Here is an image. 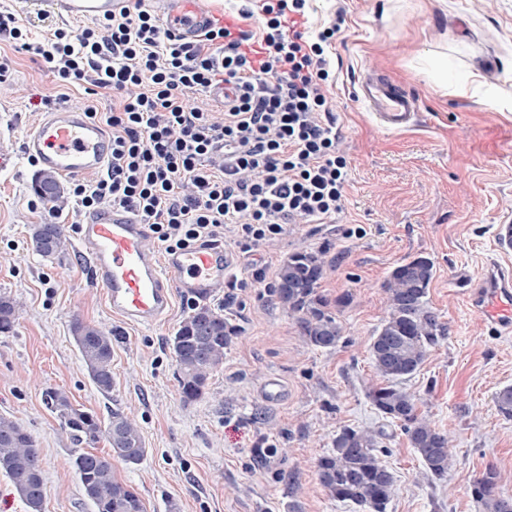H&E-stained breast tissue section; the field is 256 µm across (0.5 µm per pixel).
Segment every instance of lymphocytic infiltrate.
Instances as JSON below:
<instances>
[{
  "label": "lymphocytic infiltrate",
  "mask_w": 512,
  "mask_h": 512,
  "mask_svg": "<svg viewBox=\"0 0 512 512\" xmlns=\"http://www.w3.org/2000/svg\"><path fill=\"white\" fill-rule=\"evenodd\" d=\"M307 2L244 0L237 22L194 46L142 0L39 41L1 10L0 35L42 57L59 85H83L82 108L112 129L105 172L71 185L75 209H128L168 252L227 227L249 253L285 225L330 223L349 176L325 93L336 29L311 34ZM257 11L255 38L240 22ZM219 85L228 90L220 111L200 107L198 95ZM102 89L119 98L112 111L96 106Z\"/></svg>",
  "instance_id": "obj_1"
}]
</instances>
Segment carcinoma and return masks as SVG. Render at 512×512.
<instances>
[{"mask_svg":"<svg viewBox=\"0 0 512 512\" xmlns=\"http://www.w3.org/2000/svg\"><path fill=\"white\" fill-rule=\"evenodd\" d=\"M35 192L44 202L59 200L60 183L50 173L41 174ZM32 249L44 257L61 254L65 247L60 224H34L30 228ZM324 276V261L311 252L288 257L278 273L272 293L295 317L304 340L317 348L336 346L342 329L317 294ZM434 278L433 263L417 257L395 266L385 284L388 313L373 337L370 352L376 373L385 384L369 391L375 408L400 427L428 471L441 479L453 467L448 434L418 412L414 398L397 387V382L416 373L428 350L445 335L446 327L427 299ZM19 316L16 302L0 295V332L8 333ZM75 344L96 388L112 390V336L96 325L80 320L72 323ZM234 328L204 303L193 301L192 312L171 336L169 345L177 366V379L184 400L201 398L210 374L224 363V351ZM46 408L60 422L73 444L95 445L101 441L109 452L99 455L76 450L73 465L84 495L95 512H144L135 490L115 476L113 462L140 463L147 453L136 420L120 410L112 411L104 424L91 412L76 407L60 389L43 392ZM383 433L345 428L336 435L332 451L318 463L321 485L338 500L348 501L364 512H386L394 495L392 474L383 462L386 449ZM0 472L12 482L29 512H42L46 490L42 460L30 433L7 417H0ZM472 495L478 512H506L512 499L499 491L494 472L488 470L475 480Z\"/></svg>","mask_w":512,"mask_h":512,"instance_id":"obj_1","label":"carcinoma"}]
</instances>
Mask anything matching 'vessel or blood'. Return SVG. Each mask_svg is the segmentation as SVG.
Masks as SVG:
<instances>
[{
    "instance_id": "vessel-or-blood-1",
    "label": "vessel or blood",
    "mask_w": 512,
    "mask_h": 512,
    "mask_svg": "<svg viewBox=\"0 0 512 512\" xmlns=\"http://www.w3.org/2000/svg\"><path fill=\"white\" fill-rule=\"evenodd\" d=\"M126 0H55L61 14L102 15ZM160 17L189 43L223 23L204 0H159ZM360 94L379 123L391 130L407 127L417 110L415 98L390 80L366 78ZM22 149L42 170L70 175L104 171L112 152L106 129L85 112L58 107L45 112L27 133ZM78 249L96 285L105 290L114 316L125 323L154 326L167 318L175 293L205 300L229 277L230 258L223 246L200 243L165 256L151 245L147 227L128 210L105 208L88 213L79 230ZM472 306L498 333L512 332V272L496 267L479 277Z\"/></svg>"
}]
</instances>
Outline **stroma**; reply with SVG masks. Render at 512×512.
I'll use <instances>...</instances> for the list:
<instances>
[{
	"instance_id": "stroma-1",
	"label": "stroma",
	"mask_w": 512,
	"mask_h": 512,
	"mask_svg": "<svg viewBox=\"0 0 512 512\" xmlns=\"http://www.w3.org/2000/svg\"><path fill=\"white\" fill-rule=\"evenodd\" d=\"M1 9L35 38L80 23L50 0H0ZM309 12L313 25L338 27L328 99L349 165L343 210L328 224L288 225L252 253L239 252L232 233L220 238L238 287L219 289L209 304L235 333L193 402L180 395L169 349L191 311L188 298L175 295L158 325L122 322L78 251L82 214L67 204L48 211L34 194L40 170L22 141L48 108L80 101L83 87H58L40 58L0 35V55L12 60L0 85V146L12 155L0 167V294L20 306L14 331L0 334V415L36 442L43 512H94L71 464L73 445L43 403L49 387L100 420L115 409L134 416L148 451L116 473L146 512H360L317 478L319 460L346 427L384 433L396 487L387 512H478L471 487L489 470L512 495V416L495 402L512 388V333L490 330L466 300L469 277L512 268V246L500 242L512 221V0H310ZM369 74L416 98L409 127L379 125L360 96ZM33 224L63 225L65 253L34 252ZM300 251L325 260L318 293L342 327L336 347L306 344L271 294L280 266ZM418 256L434 264L428 300L448 333L400 387L449 435L455 465L439 480L369 398L380 382L370 346L388 312L384 285L393 267ZM77 319L112 334L110 393L96 389L74 344ZM271 377L286 387L276 404L260 393Z\"/></svg>"
}]
</instances>
